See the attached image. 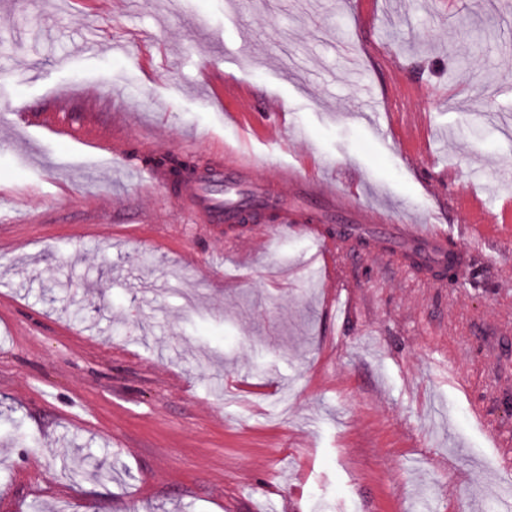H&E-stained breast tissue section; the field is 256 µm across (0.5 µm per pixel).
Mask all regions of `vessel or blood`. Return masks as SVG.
<instances>
[{
	"label": "vessel or blood",
	"mask_w": 512,
	"mask_h": 512,
	"mask_svg": "<svg viewBox=\"0 0 512 512\" xmlns=\"http://www.w3.org/2000/svg\"><path fill=\"white\" fill-rule=\"evenodd\" d=\"M257 159L246 152L225 158L221 168L208 176L181 183L182 198L208 223L234 224L244 217L245 204H258L260 210L274 212L278 223L301 224L306 231L321 240L323 258H333L335 252L357 237V227L372 224L380 244L392 241L417 243L424 252L419 259L421 267L441 268L445 262H454L458 270H465L468 256L465 251L449 246L448 237L438 224H403L392 221L386 213L364 204L353 189L341 192L326 190L322 178L301 166L280 169L273 186L254 193L242 192L241 186L257 167ZM302 197L319 215L344 212L346 223L337 225L336 235L324 237L320 225L310 223L304 212L289 208L288 199Z\"/></svg>",
	"instance_id": "obj_1"
}]
</instances>
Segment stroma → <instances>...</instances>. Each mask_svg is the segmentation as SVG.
<instances>
[{"label":"stroma","mask_w":512,"mask_h":512,"mask_svg":"<svg viewBox=\"0 0 512 512\" xmlns=\"http://www.w3.org/2000/svg\"><path fill=\"white\" fill-rule=\"evenodd\" d=\"M95 92L122 155L81 112L38 122ZM485 96L512 115V0H0V512H504L512 138ZM239 150L438 218L467 270L436 287L364 227L341 316L301 225L205 224L138 177Z\"/></svg>","instance_id":"stroma-1"}]
</instances>
